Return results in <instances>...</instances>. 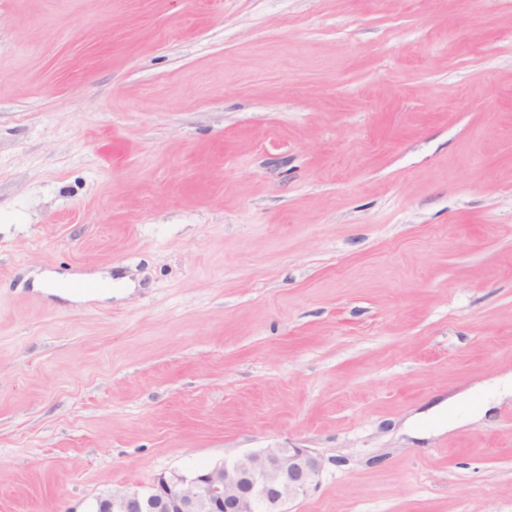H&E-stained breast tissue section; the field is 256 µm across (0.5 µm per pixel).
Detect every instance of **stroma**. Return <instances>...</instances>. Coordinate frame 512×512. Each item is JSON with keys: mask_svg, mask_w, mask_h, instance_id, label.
Returning <instances> with one entry per match:
<instances>
[{"mask_svg": "<svg viewBox=\"0 0 512 512\" xmlns=\"http://www.w3.org/2000/svg\"><path fill=\"white\" fill-rule=\"evenodd\" d=\"M506 371L512 0H0V512L288 446L512 512V401L431 412ZM105 279L108 278H102V276L99 274L76 276L75 278L69 280V285L66 288H59L54 283H52L48 278L44 280V278L42 277H36V279L33 282V285L35 288L42 289L43 292L45 293L59 296L70 301L79 302L89 299H95L100 296V293L98 290H96L93 293H78L69 290V288H76L74 287L75 284L84 282L100 283Z\"/></svg>", "mask_w": 512, "mask_h": 512, "instance_id": "obj_1", "label": "stroma"}]
</instances>
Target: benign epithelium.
<instances>
[{"instance_id":"benign-epithelium-1","label":"benign epithelium","mask_w":512,"mask_h":512,"mask_svg":"<svg viewBox=\"0 0 512 512\" xmlns=\"http://www.w3.org/2000/svg\"><path fill=\"white\" fill-rule=\"evenodd\" d=\"M322 461L305 448H262L209 468L157 476L139 490L117 489L98 512H288L318 485Z\"/></svg>"}]
</instances>
